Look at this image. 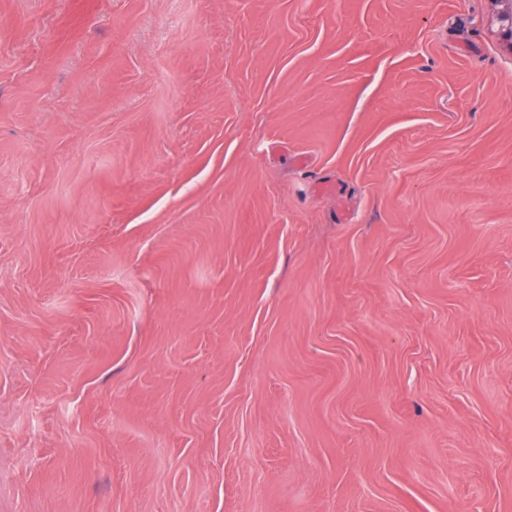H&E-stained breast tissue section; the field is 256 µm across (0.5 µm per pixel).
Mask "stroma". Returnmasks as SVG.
Instances as JSON below:
<instances>
[{
  "mask_svg": "<svg viewBox=\"0 0 512 512\" xmlns=\"http://www.w3.org/2000/svg\"><path fill=\"white\" fill-rule=\"evenodd\" d=\"M0 512H512L492 0H0Z\"/></svg>",
  "mask_w": 512,
  "mask_h": 512,
  "instance_id": "35a3bbf8",
  "label": "stroma"
}]
</instances>
